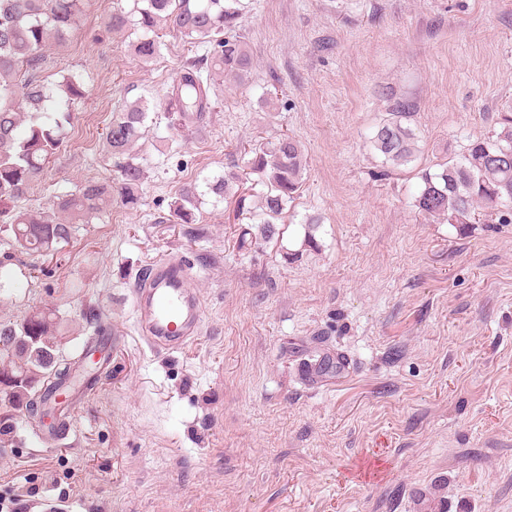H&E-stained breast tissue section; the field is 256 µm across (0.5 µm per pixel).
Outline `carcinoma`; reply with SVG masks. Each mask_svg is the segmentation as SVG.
Here are the masks:
<instances>
[{
	"mask_svg": "<svg viewBox=\"0 0 512 512\" xmlns=\"http://www.w3.org/2000/svg\"><path fill=\"white\" fill-rule=\"evenodd\" d=\"M130 9L112 11L105 28L114 33L128 28L142 32L134 52L143 64L159 55L157 31L165 25L190 44H207L202 59L183 63L169 85L163 102L145 99L121 101L112 112L105 143L116 168L117 183L87 179L73 191L56 196L46 208L21 206L32 186L40 181L57 156L73 114L84 103L86 90L73 74L54 83L30 77L54 44L66 42L77 30L93 0H0V238L21 254L50 253L68 242L75 224L102 221L112 199L137 210L142 205L144 170L134 154L143 138L149 113L163 107L170 126L186 133L212 111L211 80L227 84L245 81L253 68L248 44L238 34L239 20L248 5L243 0H132ZM415 104L408 97L390 98L389 112L370 138L371 148L396 167L416 157L417 144L406 126ZM498 129L488 139L472 142L459 159L436 164L420 172L415 207L422 214L447 222L465 232L475 222V211L504 224L512 216V161L499 158L512 153V108L499 114ZM247 168L258 176L265 191L259 195L253 221L266 239L278 234L276 224L303 186L307 159L301 143L289 135L256 143L246 151ZM240 177L228 172L200 188L184 185L170 201L165 222L193 224L201 197L212 193L236 195ZM59 320L47 308L20 323H0V343L13 383L0 380V400L29 419L41 416L55 392L70 379L73 363L63 361L57 336ZM27 337L10 345L13 335ZM419 512H447L444 500L417 496Z\"/></svg>",
	"mask_w": 512,
	"mask_h": 512,
	"instance_id": "1",
	"label": "carcinoma"
}]
</instances>
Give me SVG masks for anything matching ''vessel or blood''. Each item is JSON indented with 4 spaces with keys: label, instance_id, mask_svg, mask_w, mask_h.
<instances>
[{
    "label": "vessel or blood",
    "instance_id": "vessel-or-blood-1",
    "mask_svg": "<svg viewBox=\"0 0 512 512\" xmlns=\"http://www.w3.org/2000/svg\"><path fill=\"white\" fill-rule=\"evenodd\" d=\"M191 268L182 255L169 253L153 263L134 296L139 335L154 348L182 349L202 328L203 306L189 287Z\"/></svg>",
    "mask_w": 512,
    "mask_h": 512
}]
</instances>
